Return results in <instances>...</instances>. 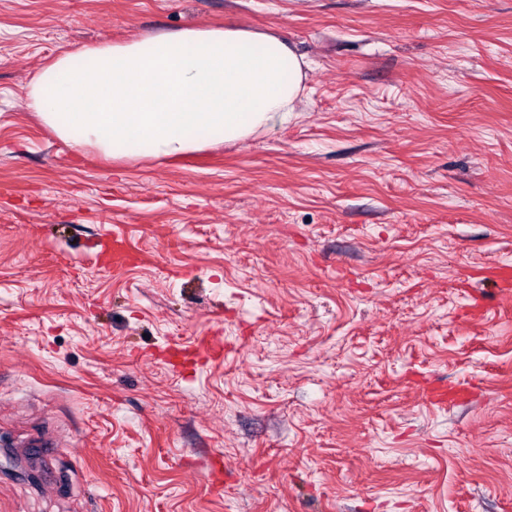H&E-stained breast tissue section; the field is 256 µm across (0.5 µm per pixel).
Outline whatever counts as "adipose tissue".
Instances as JSON below:
<instances>
[{"instance_id": "ef3b65f1", "label": "adipose tissue", "mask_w": 512, "mask_h": 512, "mask_svg": "<svg viewBox=\"0 0 512 512\" xmlns=\"http://www.w3.org/2000/svg\"><path fill=\"white\" fill-rule=\"evenodd\" d=\"M309 65L281 35L187 28L64 53L26 105L59 138L107 158H176L292 118Z\"/></svg>"}]
</instances>
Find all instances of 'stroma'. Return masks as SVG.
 <instances>
[{
	"label": "stroma",
	"mask_w": 512,
	"mask_h": 512,
	"mask_svg": "<svg viewBox=\"0 0 512 512\" xmlns=\"http://www.w3.org/2000/svg\"><path fill=\"white\" fill-rule=\"evenodd\" d=\"M227 23L311 65L276 131L112 161L25 106L63 53ZM499 265L512 0H0V438L41 472L0 512H512Z\"/></svg>",
	"instance_id": "obj_1"
}]
</instances>
